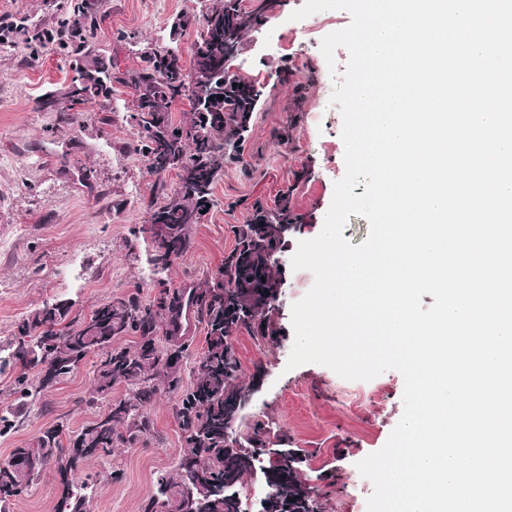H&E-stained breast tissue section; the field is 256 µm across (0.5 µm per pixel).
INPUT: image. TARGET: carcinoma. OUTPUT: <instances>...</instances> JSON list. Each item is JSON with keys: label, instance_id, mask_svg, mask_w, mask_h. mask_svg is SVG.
Instances as JSON below:
<instances>
[{"label": "carcinoma", "instance_id": "carcinoma-1", "mask_svg": "<svg viewBox=\"0 0 512 512\" xmlns=\"http://www.w3.org/2000/svg\"><path fill=\"white\" fill-rule=\"evenodd\" d=\"M250 2L247 7L243 0H209L188 63L178 50L159 46L144 48L141 65L133 70L114 71L100 63V0H69L56 21L53 43L40 45L44 51L59 50L70 57V67L80 79L67 89L71 109L109 99L114 84L131 90L136 150L146 158L150 173L161 177L176 171L177 189L161 197L137 231L151 244L150 262L164 271L192 248L191 230L213 202L224 163L241 159L257 112L254 99L264 94L258 81L234 71L221 85L199 87L191 80L201 67L223 65L230 53L241 50L248 32L281 6V0ZM182 101L191 108L187 125L175 124L171 116L172 105ZM292 195L293 188H287L273 208L255 203L247 222L232 226L235 244L224 255L223 267L195 285L197 317L207 328L206 347L186 386L180 362L187 347L168 348L169 342L181 341L168 329L180 308L178 290L162 286L149 302L135 296L113 297L99 303L87 318H71L68 307L45 303L20 323L12 351L0 362V375L15 374L18 394L16 403L0 405V436L15 430L47 389L91 355L97 362L89 404L97 413L78 431L58 421L33 443L13 449L14 466L0 469L1 507L27 495L44 468L54 465L60 483L52 512H86L88 483L70 475L149 434L146 407L163 388L177 397L175 415L187 452L174 472L158 474L156 492L143 512H159L161 507L166 512H241V489L246 477L257 473L256 456L267 449L270 431L261 422H248L245 411L235 408L251 389L240 382L233 339L243 331L260 344L281 336L274 302L284 271L269 255L301 230L303 218L295 212ZM229 304L240 316H227ZM124 336H137L139 341L133 348L118 344ZM37 366L42 376L35 385L29 382L28 370ZM119 385L125 393L115 397L112 391ZM290 453L306 456L300 448L283 449L278 461L262 472L270 491L261 500L260 512L318 508V490L301 477L300 465L288 466ZM190 464L197 467L191 493L185 476Z\"/></svg>", "mask_w": 512, "mask_h": 512}]
</instances>
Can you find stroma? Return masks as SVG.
Masks as SVG:
<instances>
[{"label":"stroma","mask_w":512,"mask_h":512,"mask_svg":"<svg viewBox=\"0 0 512 512\" xmlns=\"http://www.w3.org/2000/svg\"><path fill=\"white\" fill-rule=\"evenodd\" d=\"M305 0H283L275 16L250 32L236 60L239 74L255 78L265 95L255 112L243 159L225 164L213 203L192 230L193 246L162 274L149 263L148 242L133 232L145 224L155 177L129 121L134 101L118 87L111 101L79 108L61 121L64 91L73 76L63 53L32 57L11 40L0 41V347L8 348L20 320L43 303H64L71 315H89L112 296L153 298L158 282L171 289L215 274L234 245L231 228L246 223L255 202L273 205L292 189L303 227L291 245L315 238L331 205L334 184L345 174L343 119L332 104L335 82L321 52L323 38L346 28L351 16L325 10L291 20ZM67 0H0L14 24L54 29ZM203 0H103L98 42L118 69H134L141 48L177 45L188 52ZM190 22L172 36L177 17ZM288 79H281V70ZM307 96L294 140L279 144L296 86ZM280 340L258 346L248 333L234 340L241 380L254 390L248 419L268 423L290 448L309 456L301 474L323 491V512H367L373 484L357 464L380 450L399 422L404 381L389 370L369 381L341 378L307 363L288 368L294 343L292 305L309 291L307 270L286 272ZM93 364L49 388L17 431L0 437V462L13 448L32 443L49 425L76 430L94 413L86 399ZM174 395L159 393L147 412L152 432L137 446L91 461L87 512H141L156 491L159 472L173 470L185 451L174 415Z\"/></svg>","instance_id":"1"}]
</instances>
